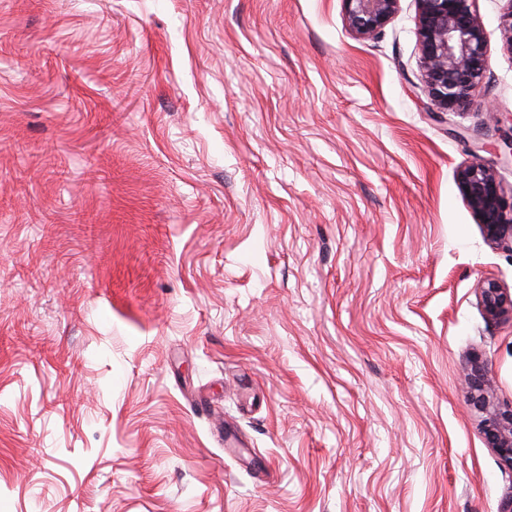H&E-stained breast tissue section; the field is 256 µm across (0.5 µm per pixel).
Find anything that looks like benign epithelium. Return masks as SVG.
<instances>
[{
	"instance_id": "obj_1",
	"label": "benign epithelium",
	"mask_w": 512,
	"mask_h": 512,
	"mask_svg": "<svg viewBox=\"0 0 512 512\" xmlns=\"http://www.w3.org/2000/svg\"><path fill=\"white\" fill-rule=\"evenodd\" d=\"M345 22L359 38L383 33L399 10L400 0H343ZM418 48L429 93L428 111L460 112L489 71L487 38L475 13L474 0H418ZM494 152L512 159V118L501 143L481 144L474 160L457 172L458 184L487 241L512 244V193L503 188L493 167L481 153ZM480 305L490 320L512 317V292L493 278L479 288ZM470 405L482 414L481 430L499 464L512 471V402L491 400L493 377L475 357L465 373Z\"/></svg>"
}]
</instances>
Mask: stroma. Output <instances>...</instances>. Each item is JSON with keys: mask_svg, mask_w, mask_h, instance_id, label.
Wrapping results in <instances>:
<instances>
[{"mask_svg": "<svg viewBox=\"0 0 512 512\" xmlns=\"http://www.w3.org/2000/svg\"><path fill=\"white\" fill-rule=\"evenodd\" d=\"M435 118L417 0H0V512H501L464 372L512 290ZM345 22L359 38H374L383 33L399 10L400 0H343ZM480 305L486 317L490 320L512 318V292L503 288L493 278H484L479 288Z\"/></svg>", "mask_w": 512, "mask_h": 512, "instance_id": "1", "label": "stroma"}]
</instances>
